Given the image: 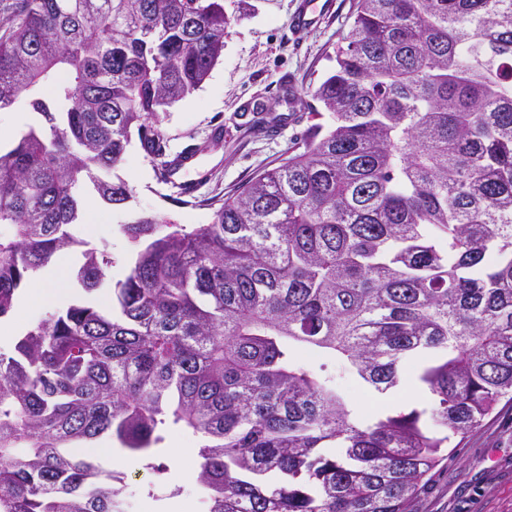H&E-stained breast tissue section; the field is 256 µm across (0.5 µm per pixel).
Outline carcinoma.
<instances>
[{
	"mask_svg": "<svg viewBox=\"0 0 512 512\" xmlns=\"http://www.w3.org/2000/svg\"><path fill=\"white\" fill-rule=\"evenodd\" d=\"M229 25L223 0H14L0 109L27 94L40 121L0 152V317L76 244L80 181L126 206L132 131L158 152V113ZM335 61L306 89L330 124L211 223L123 225L119 316L73 303L0 350V512H126L81 448L147 453L169 424L205 440L207 512H407L450 437L512 395V0H356ZM83 257L90 293L112 260ZM301 349L381 394L427 354L434 404L360 426Z\"/></svg>",
	"mask_w": 512,
	"mask_h": 512,
	"instance_id": "carcinoma-1",
	"label": "carcinoma"
}]
</instances>
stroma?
I'll return each instance as SVG.
<instances>
[{
	"mask_svg": "<svg viewBox=\"0 0 512 512\" xmlns=\"http://www.w3.org/2000/svg\"><path fill=\"white\" fill-rule=\"evenodd\" d=\"M301 2L224 0L231 26L223 55L198 89L159 115L167 154L189 148L193 161L162 179L158 159L135 139L117 170L132 191L126 207L96 202L93 191L79 185L84 201L95 202L96 210L71 227L77 244L67 250L72 275L66 294L33 309L27 325L75 301L111 310L115 285L132 262L133 247L122 232L131 215H160L189 229L200 227L211 222L225 197L287 159L318 121L317 103L304 90L329 74L353 7V0H315L312 25L297 30L293 19ZM87 246L113 260L102 287L91 293L75 277ZM300 363L314 371L326 368L362 425L433 403L422 386L416 398L406 400L402 386L377 393L337 361L323 366L304 357ZM163 436L152 454L131 455L126 467L113 465V458L125 453L111 437L92 442L90 451L104 473L124 479L134 512H181L184 504L204 512L196 497L200 436L177 425L167 426ZM444 453L408 512H512V400L501 399L477 431Z\"/></svg>",
	"mask_w": 512,
	"mask_h": 512,
	"instance_id": "obj_1",
	"label": "stroma"
}]
</instances>
